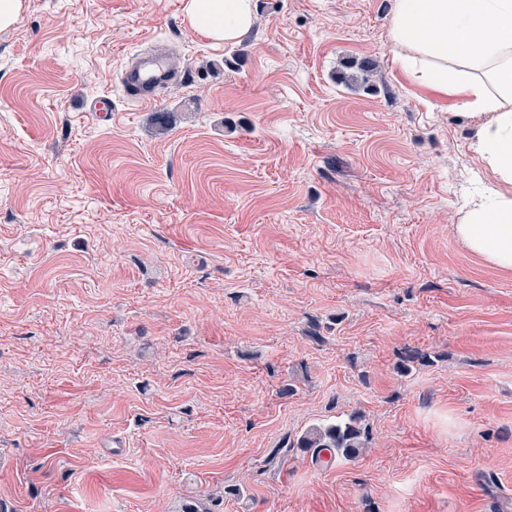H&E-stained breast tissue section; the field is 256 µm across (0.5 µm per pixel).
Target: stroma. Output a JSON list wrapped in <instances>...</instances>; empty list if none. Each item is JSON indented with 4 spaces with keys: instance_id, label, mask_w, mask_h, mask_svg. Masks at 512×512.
I'll return each instance as SVG.
<instances>
[{
    "instance_id": "1",
    "label": "stroma",
    "mask_w": 512,
    "mask_h": 512,
    "mask_svg": "<svg viewBox=\"0 0 512 512\" xmlns=\"http://www.w3.org/2000/svg\"><path fill=\"white\" fill-rule=\"evenodd\" d=\"M185 2L0 30V512H512V272L453 232L476 119L393 0H254L234 44ZM353 413L358 456L297 448ZM174 74L152 49L143 51L120 73L124 93L138 105H155Z\"/></svg>"
}]
</instances>
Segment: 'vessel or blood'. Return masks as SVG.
Listing matches in <instances>:
<instances>
[{"mask_svg": "<svg viewBox=\"0 0 512 512\" xmlns=\"http://www.w3.org/2000/svg\"><path fill=\"white\" fill-rule=\"evenodd\" d=\"M174 74L162 62L161 55L151 50L143 51L120 73L124 93L139 105L158 103L163 89Z\"/></svg>", "mask_w": 512, "mask_h": 512, "instance_id": "1", "label": "vessel or blood"}]
</instances>
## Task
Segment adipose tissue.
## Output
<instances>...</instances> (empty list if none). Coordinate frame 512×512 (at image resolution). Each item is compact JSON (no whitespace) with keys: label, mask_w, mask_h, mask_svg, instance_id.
Listing matches in <instances>:
<instances>
[{"label":"adipose tissue","mask_w":512,"mask_h":512,"mask_svg":"<svg viewBox=\"0 0 512 512\" xmlns=\"http://www.w3.org/2000/svg\"><path fill=\"white\" fill-rule=\"evenodd\" d=\"M190 25L239 41L252 0H186ZM390 38L412 79L459 98L478 118L470 149L493 179L471 193L454 232L474 254L512 272V0H395Z\"/></svg>","instance_id":"ef3b65f1"}]
</instances>
